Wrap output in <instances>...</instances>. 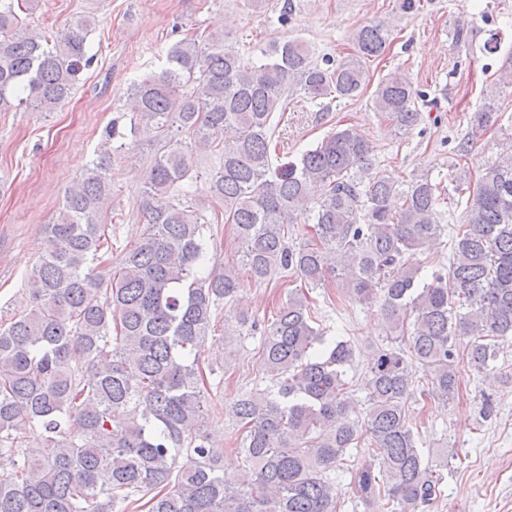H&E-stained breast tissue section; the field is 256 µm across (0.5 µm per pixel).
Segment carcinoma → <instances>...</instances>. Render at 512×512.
Masks as SVG:
<instances>
[{
    "mask_svg": "<svg viewBox=\"0 0 512 512\" xmlns=\"http://www.w3.org/2000/svg\"><path fill=\"white\" fill-rule=\"evenodd\" d=\"M30 11L31 0H0V108L15 100L52 112L94 62L93 23L80 16L51 44ZM391 34L383 23L362 25L354 54L320 64L296 38L250 62L224 34L196 33L171 45L160 72L130 84L129 133L112 120L98 157L41 230L29 303L0 320V452L19 457L0 477V512H337L331 473L361 444L368 459L351 471L359 501L378 495L388 512H413L441 495L448 453L425 460L410 405L448 404L462 365L489 375L512 340V151L488 161L474 184L458 177L451 190L468 192L466 220L452 229L442 209L451 190L427 173L396 183L353 127L294 161L276 165L271 151L274 114L289 98L360 96L371 82L364 61L381 57ZM419 97L395 70L372 102L408 134L423 121ZM498 119L485 106L469 137ZM142 134L159 145L144 176L145 227L114 262L112 225L102 223L112 155ZM201 149L220 157L204 176L191 162ZM202 177L215 202L209 216L184 190ZM221 222L254 283H303L272 320L242 313L224 331L260 333L263 365L227 408L242 460L233 475L203 431L209 377L231 364L205 365L201 351L214 310L240 289L236 269L209 258L204 230ZM301 224L310 232L297 241ZM449 229L450 265L424 273L418 255ZM334 273L345 297L379 308L386 330L358 385L348 376L354 345L325 336L308 297Z\"/></svg>",
    "mask_w": 512,
    "mask_h": 512,
    "instance_id": "obj_1",
    "label": "carcinoma"
}]
</instances>
